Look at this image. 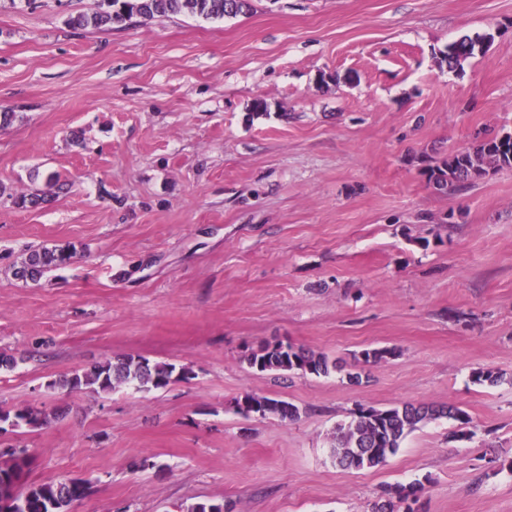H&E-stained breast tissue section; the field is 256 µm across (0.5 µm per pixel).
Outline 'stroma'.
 Returning a JSON list of instances; mask_svg holds the SVG:
<instances>
[{
  "instance_id": "1",
  "label": "stroma",
  "mask_w": 512,
  "mask_h": 512,
  "mask_svg": "<svg viewBox=\"0 0 512 512\" xmlns=\"http://www.w3.org/2000/svg\"><path fill=\"white\" fill-rule=\"evenodd\" d=\"M102 7L0 0V407L63 413L0 436L31 450L28 483L89 481L75 512H372L382 486L420 480V512H512V168L443 193L423 166L512 132V0L69 25ZM485 34V54L441 64ZM67 243L70 264L13 276L27 249ZM277 340L345 368L394 354L357 383L247 364ZM122 354L193 377L47 387ZM248 393L300 416L243 417ZM404 403L461 407L470 438L441 418L384 465L336 466L337 423ZM487 40H491V37L463 38L453 42L448 46L447 52L442 55L441 63H446L449 69L459 67L463 61L472 57L476 50H482L483 44Z\"/></svg>"
}]
</instances>
